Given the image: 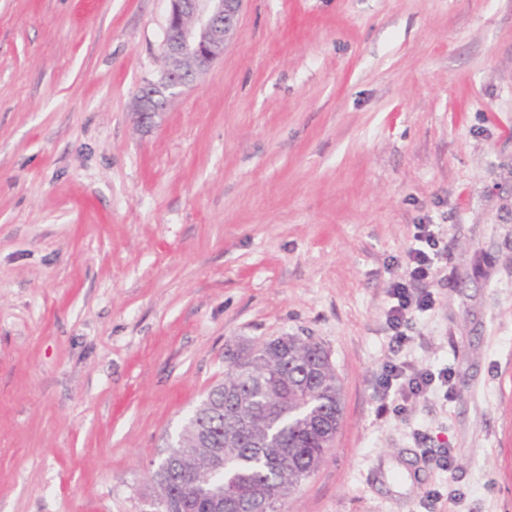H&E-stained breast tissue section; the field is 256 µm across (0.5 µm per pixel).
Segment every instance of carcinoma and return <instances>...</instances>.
Returning <instances> with one entry per match:
<instances>
[{"mask_svg": "<svg viewBox=\"0 0 512 512\" xmlns=\"http://www.w3.org/2000/svg\"><path fill=\"white\" fill-rule=\"evenodd\" d=\"M227 358L224 382L209 390L163 457L199 472L200 484L187 486L168 469L158 491L174 512H209L227 485L244 496L266 495L270 512H286L288 497L320 466L342 421L330 354L309 336L288 335ZM240 401L251 409L247 434L238 429Z\"/></svg>", "mask_w": 512, "mask_h": 512, "instance_id": "cac0c4a2", "label": "carcinoma"}]
</instances>
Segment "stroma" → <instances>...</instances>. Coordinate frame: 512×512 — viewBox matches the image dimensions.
Wrapping results in <instances>:
<instances>
[{"mask_svg":"<svg viewBox=\"0 0 512 512\" xmlns=\"http://www.w3.org/2000/svg\"><path fill=\"white\" fill-rule=\"evenodd\" d=\"M168 13L0 0V512H148L226 351L286 335L344 394L288 512H512V0H246L143 125ZM394 363L452 381L394 397ZM433 226L420 224L416 227L417 232L414 238L419 246L410 248L407 253V275L410 281L423 282L427 280L435 259L439 258L440 253L435 249L438 242L432 229ZM424 245L426 248L423 247ZM389 297L394 301L388 310L389 321L395 330L408 325L412 313L417 311H427L433 303L430 292L415 294L406 282H394L389 291Z\"/></svg>","mask_w":512,"mask_h":512,"instance_id":"1","label":"stroma"}]
</instances>
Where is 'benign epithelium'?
Returning <instances> with one entry per match:
<instances>
[{
  "label": "benign epithelium",
  "instance_id": "7a95c632",
  "mask_svg": "<svg viewBox=\"0 0 512 512\" xmlns=\"http://www.w3.org/2000/svg\"><path fill=\"white\" fill-rule=\"evenodd\" d=\"M163 40L166 68L159 81L141 84L134 111L141 121L152 119L198 74L224 55L245 0H168Z\"/></svg>",
  "mask_w": 512,
  "mask_h": 512
}]
</instances>
